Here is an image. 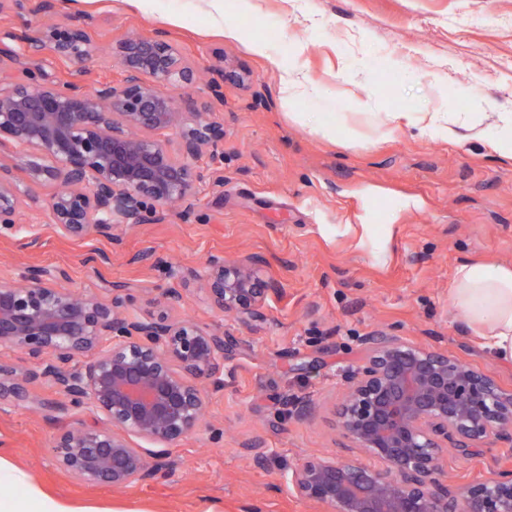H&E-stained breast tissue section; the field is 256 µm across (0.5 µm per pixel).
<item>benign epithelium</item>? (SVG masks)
Listing matches in <instances>:
<instances>
[{
  "label": "benign epithelium",
  "mask_w": 512,
  "mask_h": 512,
  "mask_svg": "<svg viewBox=\"0 0 512 512\" xmlns=\"http://www.w3.org/2000/svg\"><path fill=\"white\" fill-rule=\"evenodd\" d=\"M19 17L54 15L57 0H0ZM99 46L87 29L27 21L0 30V66L26 58L68 62ZM117 82L92 85L71 77L44 83L0 79V229L19 230L22 207L42 203L59 236L114 237L172 204L197 202L198 162L223 151L224 68L211 65L210 96L180 93L200 67L162 35L112 43ZM171 131L175 141L157 133ZM21 163L41 200L10 178ZM208 307L243 324L261 322L279 289L267 260L244 252L213 257L191 272ZM23 283H0V343L20 349L23 367L0 363V402L37 408L65 426L53 435L56 465L87 485L122 489L162 473L168 449L205 426V382L224 389L233 337L179 311L169 288L142 313L136 289L116 283L106 296L67 288L68 272L33 266ZM109 341L106 347L102 341ZM341 374L334 415L343 438L370 462L333 455L299 459L283 475L288 493L319 512H512V464L495 461L491 476L450 486L448 450L472 459L487 444L512 447V393L487 371L432 346L379 333ZM43 382L58 398L38 399ZM290 419H306L310 396L286 401ZM89 422L69 423L76 411ZM151 444L133 445L131 438Z\"/></svg>",
  "instance_id": "benign-epithelium-1"
}]
</instances>
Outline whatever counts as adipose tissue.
I'll list each match as a JSON object with an SVG mask.
<instances>
[{
	"mask_svg": "<svg viewBox=\"0 0 512 512\" xmlns=\"http://www.w3.org/2000/svg\"><path fill=\"white\" fill-rule=\"evenodd\" d=\"M448 303L479 342L512 363V265L463 262L448 287ZM0 512H73L0 456Z\"/></svg>",
	"mask_w": 512,
	"mask_h": 512,
	"instance_id": "obj_1",
	"label": "adipose tissue"
}]
</instances>
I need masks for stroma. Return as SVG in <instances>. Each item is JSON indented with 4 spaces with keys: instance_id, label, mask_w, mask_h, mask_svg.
I'll return each mask as SVG.
<instances>
[{
    "instance_id": "obj_1",
    "label": "stroma",
    "mask_w": 512,
    "mask_h": 512,
    "mask_svg": "<svg viewBox=\"0 0 512 512\" xmlns=\"http://www.w3.org/2000/svg\"><path fill=\"white\" fill-rule=\"evenodd\" d=\"M55 22L88 25L100 47L128 31L162 33L225 81L223 188L198 185L185 211L109 239L72 241L23 207L21 232L0 235V282L27 267L59 265L70 287L105 295L125 282L182 295L186 316L235 337L224 388L207 394L208 429L184 438L164 476L124 490L88 486L59 470L56 423L0 404V453L35 484L99 512H318L288 495L281 475L299 458L358 459L333 416L341 373L363 354L362 337L383 331L432 344L494 373L512 391V364L493 357L448 305V285L466 260L512 264V0H61ZM237 29L234 37L225 28ZM267 48L254 54L251 42ZM84 71L117 81L98 61L32 64L35 81ZM304 72L315 94L284 104L280 75ZM304 112L298 123L291 112ZM366 112H445L448 141L405 126L384 140L350 136ZM336 127L335 140L312 131ZM485 131L470 135V125ZM40 227L37 241L24 228ZM262 254L279 292L267 319L250 325L216 315L190 270L209 257ZM107 254L109 263H90ZM310 395L320 406L289 420L283 403ZM258 444L261 459L246 452ZM501 453L449 456L447 481L490 476Z\"/></svg>"
}]
</instances>
